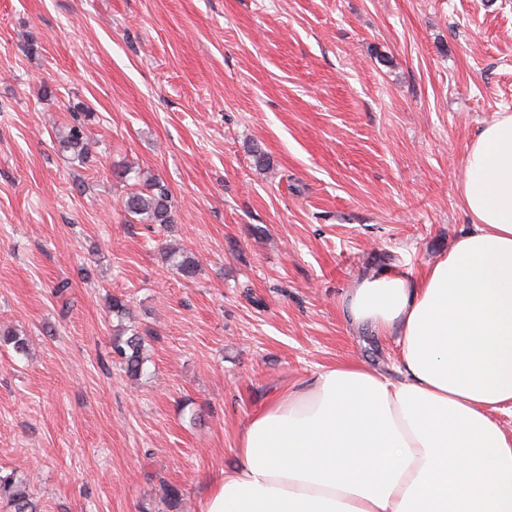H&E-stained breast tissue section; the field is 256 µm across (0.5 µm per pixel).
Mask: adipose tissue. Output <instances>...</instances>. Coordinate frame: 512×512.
Returning <instances> with one entry per match:
<instances>
[{"mask_svg":"<svg viewBox=\"0 0 512 512\" xmlns=\"http://www.w3.org/2000/svg\"><path fill=\"white\" fill-rule=\"evenodd\" d=\"M473 222L415 277L384 271L343 298L395 336L398 379L361 362L279 392L237 440L203 512H512V113L465 149Z\"/></svg>","mask_w":512,"mask_h":512,"instance_id":"ef3b65f1","label":"adipose tissue"}]
</instances>
